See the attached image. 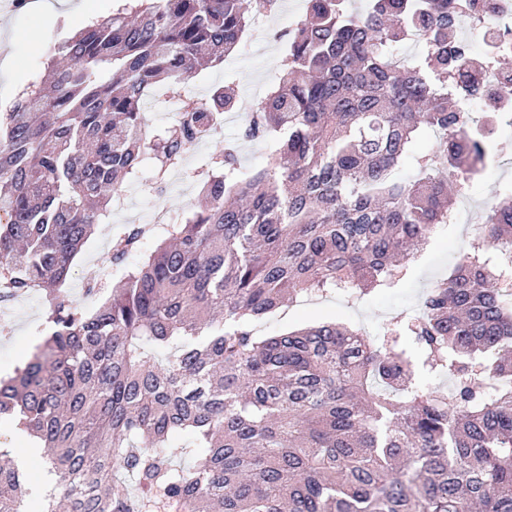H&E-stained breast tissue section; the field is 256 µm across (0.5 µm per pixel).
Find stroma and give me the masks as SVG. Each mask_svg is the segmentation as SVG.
<instances>
[{
    "mask_svg": "<svg viewBox=\"0 0 512 512\" xmlns=\"http://www.w3.org/2000/svg\"><path fill=\"white\" fill-rule=\"evenodd\" d=\"M303 7L304 0H283L278 16L271 19L269 27L254 31L248 52L229 58L224 65L202 70L194 83L174 82L160 90L158 101L146 106L149 125L166 126L170 112L185 96H204L216 84L232 83L239 101L258 103L272 82L276 62L282 54V45L274 34L289 27ZM72 33L67 15L48 14L31 5L9 9L0 18V43L13 51L10 61L0 60V111L12 103L22 86L45 78L51 48L60 38ZM246 119V113H230L223 131L205 139L201 150L211 155L221 150L225 142L234 141L238 144L243 169L264 166L265 144L240 138ZM497 136L503 145L500 166L488 167L484 174L474 177L468 190L480 209L496 191L512 187V135L502 129ZM198 192L196 162L189 155L183 161L180 175L164 181V202L170 213L176 214L194 203ZM154 205L153 195L142 192L139 185H128L123 205L113 207L110 222L98 225L76 256L64 288L86 309L94 307L93 299L85 295L88 281H101L103 291L107 292L121 276L117 269L103 271L99 253L127 226L148 222ZM471 228V223L466 221L442 225L438 236L406 262L401 276L391 285L378 287L359 299L339 297L331 291L305 306L291 304L288 312L278 311L257 321V333L262 337L273 336L315 323L336 321L353 330L365 329L373 337L383 335L387 324L405 319L422 294L435 281L447 276L460 250L470 247ZM44 313V298L38 290L17 298L7 312H0V379L11 377L16 367L24 365L43 346L49 335Z\"/></svg>",
    "mask_w": 512,
    "mask_h": 512,
    "instance_id": "stroma-1",
    "label": "stroma"
}]
</instances>
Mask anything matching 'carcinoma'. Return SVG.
Instances as JSON below:
<instances>
[{
  "label": "carcinoma",
  "instance_id": "1",
  "mask_svg": "<svg viewBox=\"0 0 512 512\" xmlns=\"http://www.w3.org/2000/svg\"><path fill=\"white\" fill-rule=\"evenodd\" d=\"M305 0L266 98L241 135L270 145L240 170L211 158L203 203L176 215L141 262L142 230L112 243L126 270L88 315L61 289L75 256L153 156L157 180L229 112L223 85L148 127L168 80L221 65L281 0H137L52 48L48 84L0 113V289L47 290L50 337L0 381V417L45 450L50 493L26 501L27 471L0 459V512H512V188L483 216L484 249L461 252L417 312L383 341L334 324L263 338L253 324L304 293L390 284L448 223V196L495 156L512 111L481 71L512 56V29L474 52L460 15L494 0ZM422 40L419 61L400 47ZM455 88L489 99L468 132ZM424 129L437 136L400 175ZM409 335L449 394L415 383ZM184 457L193 465H181Z\"/></svg>",
  "mask_w": 512,
  "mask_h": 512
}]
</instances>
